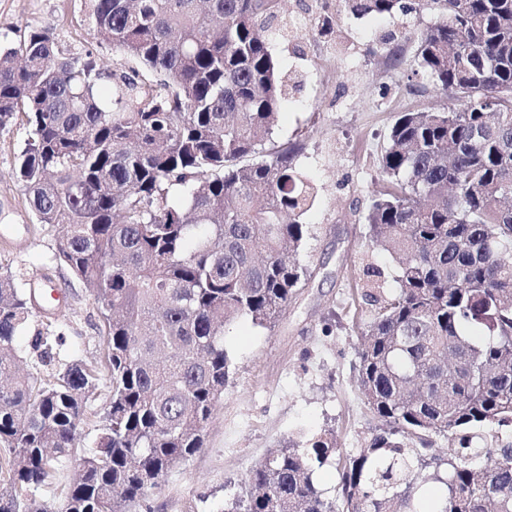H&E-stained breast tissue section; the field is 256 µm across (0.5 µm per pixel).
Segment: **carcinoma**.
Listing matches in <instances>:
<instances>
[{
  "instance_id": "obj_1",
  "label": "carcinoma",
  "mask_w": 512,
  "mask_h": 512,
  "mask_svg": "<svg viewBox=\"0 0 512 512\" xmlns=\"http://www.w3.org/2000/svg\"><path fill=\"white\" fill-rule=\"evenodd\" d=\"M433 15L386 40L443 111L401 112L380 159L368 238L398 268L362 331L357 381L381 423L343 458L333 498L313 475L331 433L271 451L228 512H512V0H337L356 17ZM97 37L136 65L63 57L52 32L0 43V131L29 129L15 174L54 260L94 296L110 401L77 446L98 372L19 370L30 292L0 277V512H131L205 444L232 364L224 328H267L306 275L318 188L297 145L266 147L285 99L282 0H88ZM160 75L140 77L139 70ZM457 446L428 455L433 437ZM73 464L62 501L39 490ZM440 484L429 505L417 483Z\"/></svg>"
}]
</instances>
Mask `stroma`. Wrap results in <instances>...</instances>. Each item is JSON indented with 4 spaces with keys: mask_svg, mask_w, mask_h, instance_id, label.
Segmentation results:
<instances>
[{
    "mask_svg": "<svg viewBox=\"0 0 512 512\" xmlns=\"http://www.w3.org/2000/svg\"><path fill=\"white\" fill-rule=\"evenodd\" d=\"M87 0H0V38L49 27L60 54L94 52L108 64L120 55L86 21ZM424 12L392 17L339 16L332 35L289 42L273 53L288 79L275 143L302 141L300 168L320 187L305 217L308 235L298 261L307 279L274 326L240 320L225 344L233 365L224 395L206 427L205 445L174 464L146 507L136 512H225L246 491L245 477L288 441L332 431L340 453L364 447L377 421L357 385L360 330L374 310L366 268L381 270L384 292L396 287V266L367 237L364 217L379 182V159L399 112L438 109L447 100L427 87L408 89L406 76L379 55L391 34L422 28ZM27 138L23 120L0 132V274L19 287L54 290L55 318L35 316L16 346L34 358L39 333L53 330L60 362L105 365V326L93 295L53 260L58 228L37 225L14 176Z\"/></svg>",
    "mask_w": 512,
    "mask_h": 512,
    "instance_id": "35a3bbf8",
    "label": "stroma"
}]
</instances>
